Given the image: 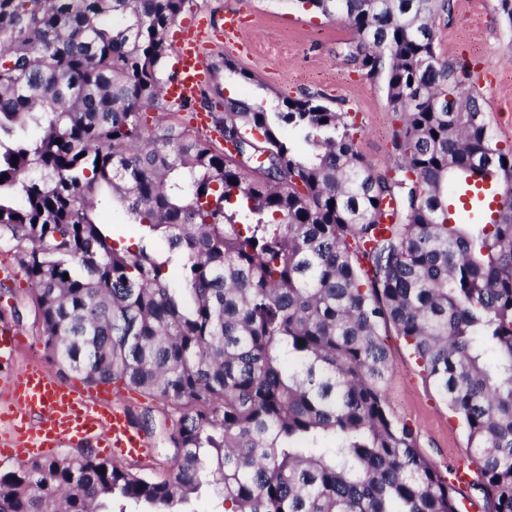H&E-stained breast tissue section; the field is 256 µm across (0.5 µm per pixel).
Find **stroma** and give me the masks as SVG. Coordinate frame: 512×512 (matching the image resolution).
I'll return each instance as SVG.
<instances>
[{
    "instance_id": "1",
    "label": "stroma",
    "mask_w": 512,
    "mask_h": 512,
    "mask_svg": "<svg viewBox=\"0 0 512 512\" xmlns=\"http://www.w3.org/2000/svg\"><path fill=\"white\" fill-rule=\"evenodd\" d=\"M452 14L436 20L437 46L442 55L468 61L479 79L472 93L484 101L486 117L502 145L512 144V31L500 20L496 0H453ZM251 16L246 39L250 56L218 41L207 49L217 89L214 102L230 95L248 94L271 106L284 98L322 93L333 105L349 111L357 128L359 150L374 174L386 176L395 159L394 114L387 101L384 80L356 69L345 59L356 35L342 20H330L299 9L294 0H188L178 18L187 23L196 17L214 20L230 10ZM232 59L249 80L224 69ZM10 264L12 281H0V322L8 323L29 338L30 358L45 362L53 375L62 367L45 360L41 329L36 320L31 282L20 266L14 245L0 242V263ZM394 362L386 387L393 414L413 428L416 446L439 470L467 461V437L458 420L437 396L415 360L397 336L387 338ZM133 414L150 412L152 421L141 431L151 441L154 453L139 463L138 472L161 481L171 471V455L164 452V434L173 430L179 412L162 400L135 396L128 406Z\"/></svg>"
}]
</instances>
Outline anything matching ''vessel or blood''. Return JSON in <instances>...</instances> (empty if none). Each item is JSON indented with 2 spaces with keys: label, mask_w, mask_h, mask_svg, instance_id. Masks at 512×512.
<instances>
[{
  "label": "vessel or blood",
  "mask_w": 512,
  "mask_h": 512,
  "mask_svg": "<svg viewBox=\"0 0 512 512\" xmlns=\"http://www.w3.org/2000/svg\"><path fill=\"white\" fill-rule=\"evenodd\" d=\"M247 15L230 12L224 20L194 21L182 31L173 66L175 82L165 89L175 102L192 100L213 78L205 61V40L219 32L225 42L240 52H248L244 35ZM27 339L15 327L0 324V363L11 365L7 376H0V463L46 457L60 449L94 444L102 455L128 461H143L152 454L149 439L128 422L123 391L91 387L82 381L63 380L45 368L15 361Z\"/></svg>",
  "instance_id": "b4317fda"
}]
</instances>
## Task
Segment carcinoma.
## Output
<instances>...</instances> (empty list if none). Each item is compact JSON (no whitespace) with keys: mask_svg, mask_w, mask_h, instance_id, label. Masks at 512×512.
Returning a JSON list of instances; mask_svg holds the SVG:
<instances>
[{"mask_svg":"<svg viewBox=\"0 0 512 512\" xmlns=\"http://www.w3.org/2000/svg\"><path fill=\"white\" fill-rule=\"evenodd\" d=\"M188 2L0 0V239L46 358L182 410L167 479L82 448L0 474V512H173L213 485L224 512H461L388 406L391 331L465 428L485 512H512V147L437 51L452 0H295L384 78L386 178L320 93L224 99V147L192 128L209 95L163 96Z\"/></svg>","mask_w":512,"mask_h":512,"instance_id":"carcinoma-1","label":"carcinoma"}]
</instances>
